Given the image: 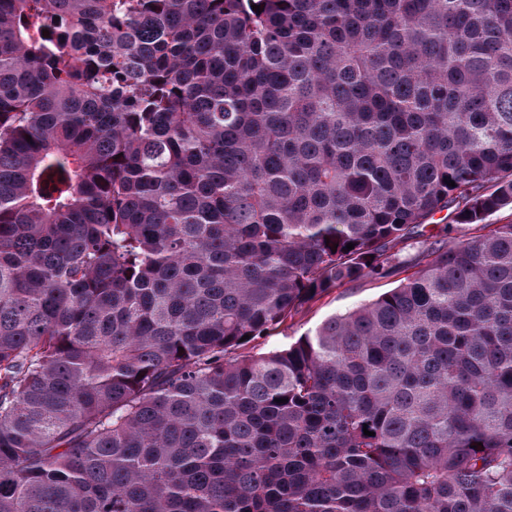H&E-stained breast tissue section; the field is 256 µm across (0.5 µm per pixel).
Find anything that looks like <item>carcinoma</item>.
Returning a JSON list of instances; mask_svg holds the SVG:
<instances>
[{
    "instance_id": "carcinoma-1",
    "label": "carcinoma",
    "mask_w": 512,
    "mask_h": 512,
    "mask_svg": "<svg viewBox=\"0 0 512 512\" xmlns=\"http://www.w3.org/2000/svg\"><path fill=\"white\" fill-rule=\"evenodd\" d=\"M509 205L512 0H0V512H512ZM416 248L417 245L410 246L401 252L400 261L404 264L400 265L397 274L383 279H362L336 288L311 304L310 307L299 312L292 320L288 319V323L275 331L272 336L258 340L253 344L256 347L250 351L254 353L267 352L286 345L288 342H294L302 334L315 330L329 317L376 299L389 288H393L397 284L396 281L411 273V269L406 267L410 263L405 262L416 251Z\"/></svg>"
}]
</instances>
